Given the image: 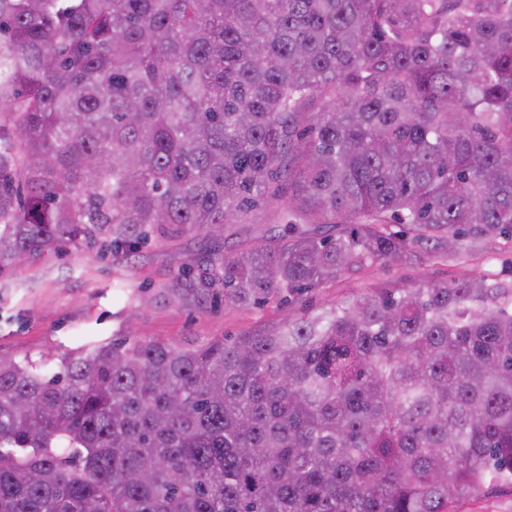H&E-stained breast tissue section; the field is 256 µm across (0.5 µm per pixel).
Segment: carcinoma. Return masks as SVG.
<instances>
[{"instance_id": "1", "label": "carcinoma", "mask_w": 512, "mask_h": 512, "mask_svg": "<svg viewBox=\"0 0 512 512\" xmlns=\"http://www.w3.org/2000/svg\"><path fill=\"white\" fill-rule=\"evenodd\" d=\"M0 271L131 257L249 306L512 243V0H0ZM400 226L391 231L389 226ZM512 488V280L372 288L199 348L0 357V512H456ZM271 212L265 207L254 211L247 218L246 224H237L225 233V251L237 253L247 250L252 245L253 239L268 227Z\"/></svg>"}]
</instances>
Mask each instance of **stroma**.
<instances>
[{"label":"stroma","instance_id":"stroma-1","mask_svg":"<svg viewBox=\"0 0 512 512\" xmlns=\"http://www.w3.org/2000/svg\"><path fill=\"white\" fill-rule=\"evenodd\" d=\"M209 248L199 230L161 239L129 260L103 258L71 242L58 254L1 273L0 355L37 360L125 338L195 348L270 333L286 318L320 311L374 287L418 288L478 273L512 279V245L490 238L462 264L415 248L401 262L374 263L292 301L273 298L247 307L210 300L178 303L169 289L179 266L197 261Z\"/></svg>","mask_w":512,"mask_h":512}]
</instances>
